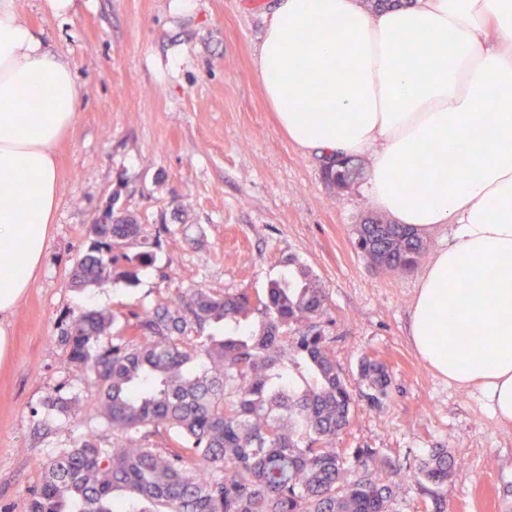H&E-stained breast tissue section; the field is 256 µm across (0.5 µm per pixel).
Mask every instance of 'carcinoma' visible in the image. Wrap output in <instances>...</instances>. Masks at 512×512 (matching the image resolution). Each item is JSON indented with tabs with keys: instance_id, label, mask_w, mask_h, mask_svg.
<instances>
[{
	"instance_id": "1",
	"label": "carcinoma",
	"mask_w": 512,
	"mask_h": 512,
	"mask_svg": "<svg viewBox=\"0 0 512 512\" xmlns=\"http://www.w3.org/2000/svg\"><path fill=\"white\" fill-rule=\"evenodd\" d=\"M359 175L351 159L324 167L339 189ZM175 233L123 218L90 225L72 287L135 285ZM354 245L381 271H412L427 251L416 230L378 215L357 225ZM326 300L290 256L288 275L260 295L190 287L146 309L72 316L60 340L68 371L97 384L95 425L43 465L27 512H395L403 465L377 448L337 447L356 402L382 409L392 377L366 355L358 392L348 387ZM460 466L446 448L418 461L413 477L433 485L434 512Z\"/></svg>"
}]
</instances>
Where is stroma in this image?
Returning <instances> with one entry per match:
<instances>
[{
	"label": "stroma",
	"mask_w": 512,
	"mask_h": 512,
	"mask_svg": "<svg viewBox=\"0 0 512 512\" xmlns=\"http://www.w3.org/2000/svg\"><path fill=\"white\" fill-rule=\"evenodd\" d=\"M84 89L76 130L56 151L59 200L43 268L10 321L0 363V512H26L40 464L90 426L95 387L65 369L70 315L175 299L191 286L262 292L297 256L327 290L332 349L349 387L366 354L392 373L382 411L356 406L339 444L416 464L434 448L463 467L440 493L447 512H512V426L478 389L448 384L409 340L419 273L375 272L354 247L375 206L366 180L340 191L283 135L256 76L267 0H17ZM173 224L138 285L82 290L71 271L104 211ZM79 396L63 419L51 397Z\"/></svg>",
	"instance_id": "35a3bbf8"
}]
</instances>
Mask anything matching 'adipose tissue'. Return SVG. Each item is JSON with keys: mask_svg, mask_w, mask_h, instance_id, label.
I'll return each instance as SVG.
<instances>
[{"mask_svg": "<svg viewBox=\"0 0 512 512\" xmlns=\"http://www.w3.org/2000/svg\"><path fill=\"white\" fill-rule=\"evenodd\" d=\"M496 30L499 44L487 41ZM256 74L287 139L370 160L375 206L420 234L449 229L413 300L422 361L512 424V0H272ZM83 98L70 64L0 0V362L58 206L55 150ZM446 159L422 162L425 149ZM485 326L484 337L457 333Z\"/></svg>", "mask_w": 512, "mask_h": 512, "instance_id": "adipose-tissue-1", "label": "adipose tissue"}]
</instances>
